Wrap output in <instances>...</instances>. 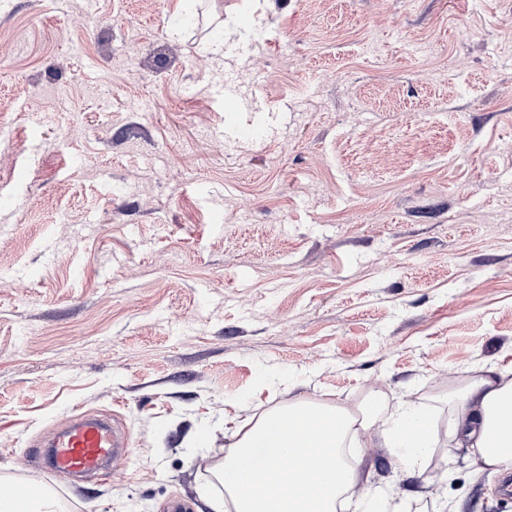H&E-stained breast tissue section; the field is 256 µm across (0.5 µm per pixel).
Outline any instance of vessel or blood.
Segmentation results:
<instances>
[{
    "label": "vessel or blood",
    "mask_w": 512,
    "mask_h": 512,
    "mask_svg": "<svg viewBox=\"0 0 512 512\" xmlns=\"http://www.w3.org/2000/svg\"><path fill=\"white\" fill-rule=\"evenodd\" d=\"M126 445V435L112 424L110 418L81 414L48 441L50 471L64 477L102 473ZM45 494V488L23 483L14 486L10 500L16 512H29Z\"/></svg>",
    "instance_id": "obj_1"
}]
</instances>
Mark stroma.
<instances>
[{"instance_id": "1", "label": "stroma", "mask_w": 512, "mask_h": 512, "mask_svg": "<svg viewBox=\"0 0 512 512\" xmlns=\"http://www.w3.org/2000/svg\"><path fill=\"white\" fill-rule=\"evenodd\" d=\"M190 15L193 26L174 28ZM512 370V0H0V483L213 512L241 421L414 404L396 512H512L446 402ZM81 412L128 435L57 480ZM381 448H397L400 463L407 469L420 467L425 452L436 439V431L427 414L414 407L404 408L391 425L377 432Z\"/></svg>"}]
</instances>
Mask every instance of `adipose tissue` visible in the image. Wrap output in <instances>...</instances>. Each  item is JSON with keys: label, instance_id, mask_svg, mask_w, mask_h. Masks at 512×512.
I'll list each match as a JSON object with an SVG mask.
<instances>
[{"label": "adipose tissue", "instance_id": "ef3b65f1", "mask_svg": "<svg viewBox=\"0 0 512 512\" xmlns=\"http://www.w3.org/2000/svg\"><path fill=\"white\" fill-rule=\"evenodd\" d=\"M381 404L374 395L355 413L320 411L300 398L248 420L220 472L235 512H336L358 479L357 462L343 450L372 429L381 447L396 449L405 468L421 466L436 439L429 417L409 406L382 428ZM448 406L461 446L474 451L477 471L512 469V432L503 430L512 425L511 371L479 366Z\"/></svg>", "mask_w": 512, "mask_h": 512}]
</instances>
